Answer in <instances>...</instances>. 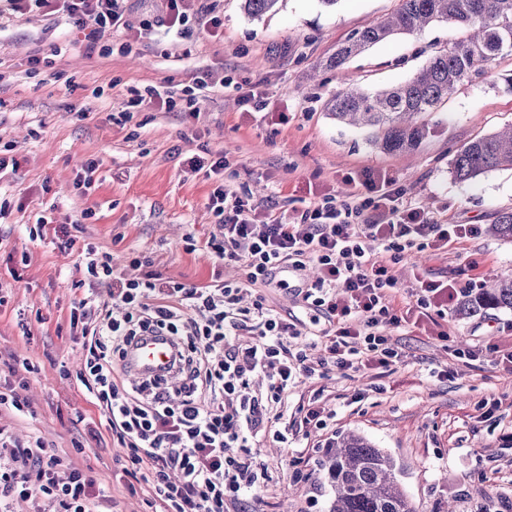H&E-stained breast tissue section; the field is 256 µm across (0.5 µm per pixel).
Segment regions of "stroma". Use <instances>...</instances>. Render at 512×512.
I'll list each match as a JSON object with an SVG mask.
<instances>
[{
    "mask_svg": "<svg viewBox=\"0 0 512 512\" xmlns=\"http://www.w3.org/2000/svg\"><path fill=\"white\" fill-rule=\"evenodd\" d=\"M399 0H281L261 18L249 17L242 0H194L193 10L222 19L214 29L190 23L177 50L167 35L121 49L114 37L108 55H83L78 31L57 16L0 21V149L18 159L16 173L0 178L8 211L0 218V377L25 378L19 394L29 409L0 412V428L20 441L39 437L72 458L105 486L112 512H152L145 494L132 490L115 460L124 448H101L85 423L99 412L77 375L82 349L69 325L84 278L74 250L32 240L39 217L66 225L77 245H96L112 263L132 259L185 283L205 284L214 259L206 242L216 233L209 207L216 187L226 186L251 203L275 202L276 212L296 216L326 197L344 199L363 173L387 176L444 224L495 223L512 211V169L504 167L466 183L453 180L449 164L473 138L512 124V55L499 58L496 74L459 84L436 112L419 149L388 154L373 147L368 131L336 123L325 102L344 78L369 89L403 83L458 32L436 23L414 35L375 45L340 71L320 68L339 42L394 12ZM62 47L52 67L29 71L37 47ZM209 88L197 94L193 119L150 104L128 107L133 91L156 87L182 97L199 73ZM263 97L260 112L246 111L242 95ZM92 109L89 119L70 120L74 107ZM223 153L227 165L208 178L189 170L187 159L202 148ZM97 160V187L82 193L76 174ZM90 218H83V211ZM193 236L195 250L185 238ZM399 305L414 304L416 279L451 280L482 288L512 274V243L479 234L449 246L447 253L415 249L394 267ZM447 344L417 330L397 336L403 364L383 378L367 370L329 369L300 379L294 402L320 393L327 427L285 448L264 439L253 449L270 475L243 512H328L331 490L319 462L330 441L356 432L388 450L403 465L402 483L416 512H512V372L503 368L512 348V311H488L468 321L449 319ZM479 347L483 360L462 363L456 350ZM449 377L436 378V369ZM362 394L361 402L351 397ZM498 408H491V401Z\"/></svg>",
    "mask_w": 512,
    "mask_h": 512,
    "instance_id": "35a3bbf8",
    "label": "stroma"
}]
</instances>
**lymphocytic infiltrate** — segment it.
I'll return each instance as SVG.
<instances>
[{
	"mask_svg": "<svg viewBox=\"0 0 512 512\" xmlns=\"http://www.w3.org/2000/svg\"><path fill=\"white\" fill-rule=\"evenodd\" d=\"M128 2L8 0V5L17 17L64 18L83 32L88 53L103 56L112 35L125 26ZM210 206L221 222L206 246L219 261L242 267L243 280L217 275L205 285L187 284L152 270L129 279L92 244L80 252L86 276L98 285L70 312V327L86 352L78 379L104 423L88 434L95 440L109 435L125 448L118 463L146 485L155 512H228L229 505L261 488L267 469L252 456V440L269 435L284 443L292 425H324L317 397L289 410L297 379L328 367L386 371L401 362L389 335L409 327L410 319L394 305V264L418 241L441 252L480 232L475 224L428 219L401 191L371 174L347 199L324 198L293 222L284 214L258 217L255 207L224 187L214 190ZM282 263L299 270L315 267L314 281L297 294L312 322L329 323L310 332L301 346L295 342L296 319L281 316L260 295L251 306L241 304L245 286L272 283ZM102 288L109 302L100 301ZM418 288V307L435 309L439 317L429 335L447 342L441 319L458 288L426 277ZM157 331L177 344V385L160 379L130 382L123 375L127 345ZM241 336L249 337V344H238ZM257 372L268 379L265 391L251 387ZM93 485L85 470L38 439L13 448L0 462V499L36 493L54 512H101L108 497Z\"/></svg>",
	"mask_w": 512,
	"mask_h": 512,
	"instance_id": "lymphocytic-infiltrate-1",
	"label": "lymphocytic infiltrate"
}]
</instances>
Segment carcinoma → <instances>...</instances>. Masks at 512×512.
<instances>
[{"instance_id": "carcinoma-1", "label": "carcinoma", "mask_w": 512, "mask_h": 512, "mask_svg": "<svg viewBox=\"0 0 512 512\" xmlns=\"http://www.w3.org/2000/svg\"><path fill=\"white\" fill-rule=\"evenodd\" d=\"M280 0H244V9L260 17ZM447 23L462 36L435 52L406 82L371 91L354 82L332 97L325 109L336 121L370 129V143L387 153L417 149L427 135L419 115L433 112L460 82L490 73L498 56L512 54V0H399L388 17L348 37L327 60L340 68L366 48L395 34H413L431 23ZM503 166L512 168V127L473 139L450 163L449 174L468 182ZM486 233L512 242V211L502 212ZM489 310H512V276L496 279L489 288H464L453 313L470 320ZM333 493L328 512H414L401 485L402 468L385 449L354 432L331 441L319 463Z\"/></svg>"}]
</instances>
